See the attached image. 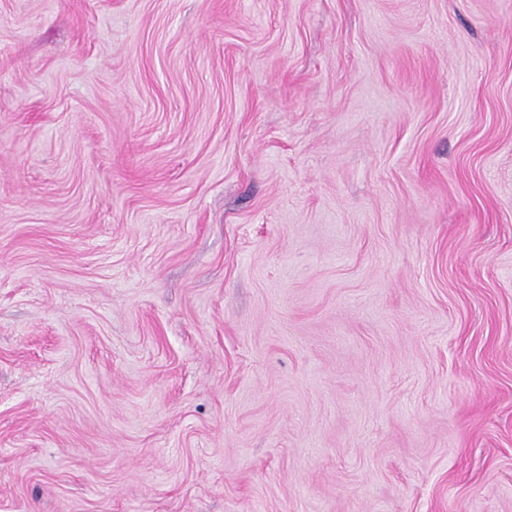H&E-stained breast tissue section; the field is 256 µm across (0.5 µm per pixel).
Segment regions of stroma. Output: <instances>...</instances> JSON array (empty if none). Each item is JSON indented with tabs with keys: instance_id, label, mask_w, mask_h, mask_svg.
Wrapping results in <instances>:
<instances>
[{
	"instance_id": "obj_1",
	"label": "stroma",
	"mask_w": 512,
	"mask_h": 512,
	"mask_svg": "<svg viewBox=\"0 0 512 512\" xmlns=\"http://www.w3.org/2000/svg\"><path fill=\"white\" fill-rule=\"evenodd\" d=\"M0 512H512V0H0Z\"/></svg>"
}]
</instances>
